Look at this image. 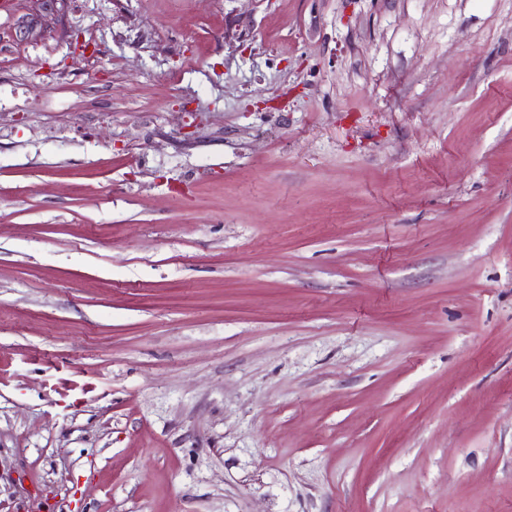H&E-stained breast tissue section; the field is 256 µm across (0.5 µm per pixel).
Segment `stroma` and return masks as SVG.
Returning <instances> with one entry per match:
<instances>
[{"instance_id": "stroma-1", "label": "stroma", "mask_w": 512, "mask_h": 512, "mask_svg": "<svg viewBox=\"0 0 512 512\" xmlns=\"http://www.w3.org/2000/svg\"><path fill=\"white\" fill-rule=\"evenodd\" d=\"M0 512H512V0H7Z\"/></svg>"}]
</instances>
